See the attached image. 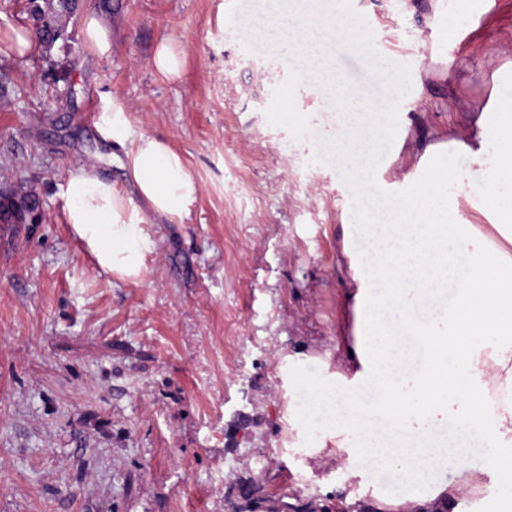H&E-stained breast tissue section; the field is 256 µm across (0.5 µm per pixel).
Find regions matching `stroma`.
<instances>
[{
	"instance_id": "1",
	"label": "stroma",
	"mask_w": 512,
	"mask_h": 512,
	"mask_svg": "<svg viewBox=\"0 0 512 512\" xmlns=\"http://www.w3.org/2000/svg\"><path fill=\"white\" fill-rule=\"evenodd\" d=\"M231 0H80L50 51L13 48L29 0H0V188L34 190L37 224H0V512H226L242 474L275 495L369 499L326 453L307 455L340 408L328 393L350 335L343 224L347 195L309 141L268 123L281 59L249 53L221 25ZM378 52L405 61L424 100L404 99L393 176H423L430 147L457 170V140L512 89V0H353ZM111 27L90 52L87 14ZM172 40L177 74L153 55ZM167 141L199 186L181 224H152L140 279L100 273L61 221L59 184L93 165L125 182L124 149L96 123L105 99ZM322 135L342 117L326 96L296 100ZM323 412L299 439L289 405Z\"/></svg>"
}]
</instances>
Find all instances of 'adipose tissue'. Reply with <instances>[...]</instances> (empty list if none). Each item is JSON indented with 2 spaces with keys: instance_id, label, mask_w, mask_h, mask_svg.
<instances>
[{
  "instance_id": "1",
  "label": "adipose tissue",
  "mask_w": 512,
  "mask_h": 512,
  "mask_svg": "<svg viewBox=\"0 0 512 512\" xmlns=\"http://www.w3.org/2000/svg\"><path fill=\"white\" fill-rule=\"evenodd\" d=\"M493 140L477 136L474 168L460 173L444 154L430 158L425 178L403 195L369 202L370 248L350 269L354 335L336 373L343 402L333 419L336 457L353 476L397 464L398 490L372 485L371 512H430L438 505L463 512L473 489L495 481L512 496V101L495 106ZM98 128L127 147L131 183L103 176L96 166L68 172L60 185L62 220L109 276L137 280L154 243L147 225L180 224L199 187L184 156L167 142L134 131L122 106L107 104ZM482 184V206L503 221L483 227L460 221L457 198ZM452 290L454 310L419 326L420 307ZM374 389L375 412L389 417L391 436L365 419L360 395ZM480 430L493 453L480 465L465 452L449 453L435 433L443 420ZM454 466L458 479L443 475Z\"/></svg>"
}]
</instances>
